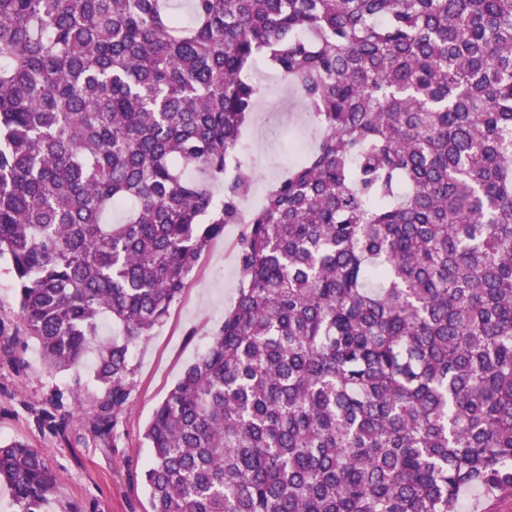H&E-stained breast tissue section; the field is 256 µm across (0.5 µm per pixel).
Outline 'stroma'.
I'll use <instances>...</instances> for the list:
<instances>
[{
  "instance_id": "obj_1",
  "label": "stroma",
  "mask_w": 512,
  "mask_h": 512,
  "mask_svg": "<svg viewBox=\"0 0 512 512\" xmlns=\"http://www.w3.org/2000/svg\"><path fill=\"white\" fill-rule=\"evenodd\" d=\"M244 157L254 175L248 202L259 205L295 149L303 147L297 98L280 100L278 75L263 86L253 120L243 130ZM241 225L225 227L192 272L167 317L132 348L129 395L114 429L97 432L96 398L87 385L94 356L67 372L48 371L30 338L6 263H0V442L42 449L57 475L50 512H150L141 473L151 459L144 429L183 371L207 347L236 297L235 243ZM72 412L66 425L40 419L55 396Z\"/></svg>"
}]
</instances>
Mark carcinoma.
<instances>
[{
  "mask_svg": "<svg viewBox=\"0 0 512 512\" xmlns=\"http://www.w3.org/2000/svg\"><path fill=\"white\" fill-rule=\"evenodd\" d=\"M0 0V261L53 372L132 345L243 224L234 306L155 409L151 512H461L512 493V0ZM260 66L313 152L259 208ZM122 218L112 222V213ZM109 318L122 332L97 342ZM0 443L19 512L55 488Z\"/></svg>",
  "mask_w": 512,
  "mask_h": 512,
  "instance_id": "carcinoma-1",
  "label": "carcinoma"
}]
</instances>
